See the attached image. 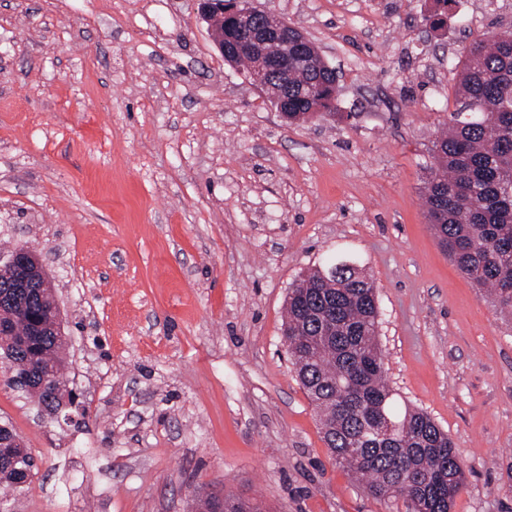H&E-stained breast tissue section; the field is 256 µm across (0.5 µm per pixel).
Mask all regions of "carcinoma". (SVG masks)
<instances>
[{
	"label": "carcinoma",
	"instance_id": "1",
	"mask_svg": "<svg viewBox=\"0 0 512 512\" xmlns=\"http://www.w3.org/2000/svg\"><path fill=\"white\" fill-rule=\"evenodd\" d=\"M301 97L288 122L332 114L328 72L295 70ZM448 133L434 142L423 197L428 222L456 266L497 306L512 310V31L486 35L465 55ZM12 336L13 375L27 394L57 409L41 373L64 374L66 342L31 334L29 317L3 310ZM283 338L298 378L320 415L333 461L359 477L370 495L401 498L407 512H451L465 470L448 434L421 410L396 408L378 343L372 279L349 260L301 276L288 291ZM26 448L0 453V484L14 487ZM224 512H265L256 499L224 495Z\"/></svg>",
	"mask_w": 512,
	"mask_h": 512
}]
</instances>
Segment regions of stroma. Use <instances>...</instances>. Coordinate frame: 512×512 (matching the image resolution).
Segmentation results:
<instances>
[{"label":"stroma","instance_id":"stroma-1","mask_svg":"<svg viewBox=\"0 0 512 512\" xmlns=\"http://www.w3.org/2000/svg\"><path fill=\"white\" fill-rule=\"evenodd\" d=\"M336 70L333 115L282 120L196 0H0V254L37 253L87 416L42 418L0 363V423L37 463L7 512H406L330 458L281 333L288 290L347 257L376 285L397 407L512 512V316L427 221L464 48L512 0H255ZM442 13L433 27L428 16ZM222 498L224 503V512H265L267 511L263 504L257 499L243 498L224 494L223 496L211 493L203 499L201 512H216V500Z\"/></svg>","mask_w":512,"mask_h":512}]
</instances>
